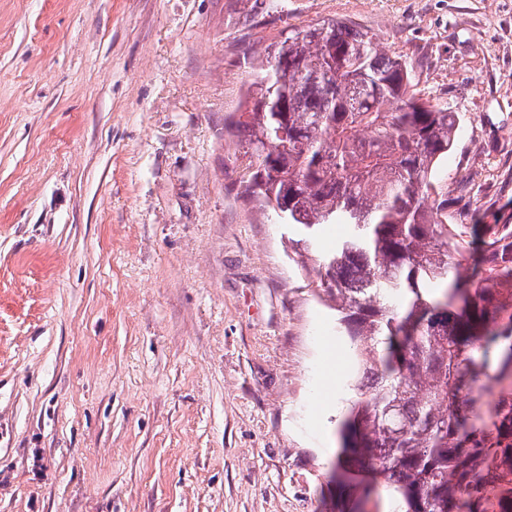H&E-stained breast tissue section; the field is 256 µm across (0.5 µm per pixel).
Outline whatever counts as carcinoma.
Masks as SVG:
<instances>
[{
  "label": "carcinoma",
  "instance_id": "1",
  "mask_svg": "<svg viewBox=\"0 0 512 512\" xmlns=\"http://www.w3.org/2000/svg\"><path fill=\"white\" fill-rule=\"evenodd\" d=\"M266 51L233 122L246 192L309 241L344 228L318 287L356 342L360 400L330 481L363 500L382 479L400 512H512V394L470 423L465 381L512 378V224L448 223L458 114L351 22L287 25Z\"/></svg>",
  "mask_w": 512,
  "mask_h": 512
}]
</instances>
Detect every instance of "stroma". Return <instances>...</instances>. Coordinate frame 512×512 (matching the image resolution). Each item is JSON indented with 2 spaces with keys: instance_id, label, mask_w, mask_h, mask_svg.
Returning <instances> with one entry per match:
<instances>
[{
  "instance_id": "stroma-1",
  "label": "stroma",
  "mask_w": 512,
  "mask_h": 512,
  "mask_svg": "<svg viewBox=\"0 0 512 512\" xmlns=\"http://www.w3.org/2000/svg\"><path fill=\"white\" fill-rule=\"evenodd\" d=\"M0 0V512H336L353 347L233 116L284 24H357L512 224V0Z\"/></svg>"
}]
</instances>
